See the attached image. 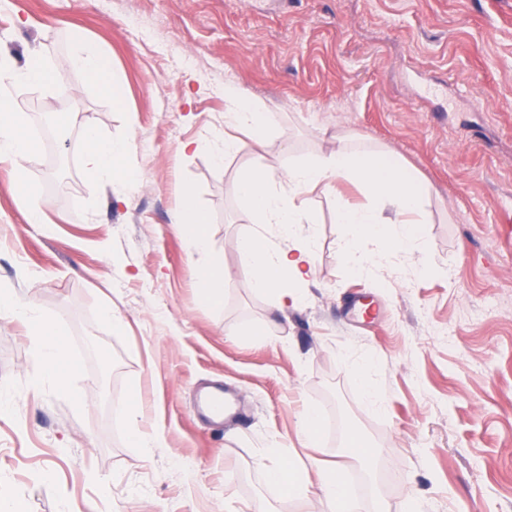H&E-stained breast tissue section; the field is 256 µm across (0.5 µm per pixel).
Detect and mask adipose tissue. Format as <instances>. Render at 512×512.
Returning a JSON list of instances; mask_svg holds the SVG:
<instances>
[{"mask_svg":"<svg viewBox=\"0 0 512 512\" xmlns=\"http://www.w3.org/2000/svg\"><path fill=\"white\" fill-rule=\"evenodd\" d=\"M70 46L89 80L102 92L111 94L116 106H123L120 89L110 80L108 57L77 32L71 33ZM224 97L231 103L224 114L225 126L246 131L255 143H262L272 125L271 111L231 85L225 86ZM24 127V120L0 102L1 162L16 167L37 151V142L24 135ZM85 140L83 162L94 182L120 187L140 182V173L126 162L130 143L104 141L90 127L85 130ZM343 181L358 186L364 202H348L338 188ZM319 185L331 193L336 221L346 228L344 254L354 270L381 265L393 248L412 249L421 244L419 226L426 223L427 215L420 206V180L382 153L357 151L340 144L316 159L289 164L278 178L266 167L254 166L241 177L236 193L249 206L255 223L275 227L281 243L269 245L258 233L250 231L241 237L239 245L249 256L254 288L269 296L276 306L298 301L301 285L315 270L316 237L311 232L300 233L299 228L314 221L304 202L306 195ZM387 208L391 209L392 218H384ZM384 222L389 223L390 229L382 234V249L362 252L363 238L378 233L379 224ZM4 315L36 328L44 346L38 368L49 383H62L72 362L54 321L15 295L0 291V316Z\"/></svg>","mask_w":512,"mask_h":512,"instance_id":"adipose-tissue-1","label":"adipose tissue"}]
</instances>
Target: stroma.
<instances>
[{"label":"stroma","instance_id":"1","mask_svg":"<svg viewBox=\"0 0 512 512\" xmlns=\"http://www.w3.org/2000/svg\"><path fill=\"white\" fill-rule=\"evenodd\" d=\"M11 2L0 57L22 69L43 52L62 79L0 92L29 127L52 105L76 120L24 163L41 223L0 163V289L49 313L77 368L46 384L31 330L0 317V399L14 407L0 417V512H333L317 487L287 495L272 478L289 463L360 471L336 437L304 440L312 413L374 448L386 512H512V0ZM74 31L106 53L123 108L72 56ZM228 84L276 114L263 147L219 166ZM88 126L134 143L142 181L124 201L82 164ZM340 137L420 178L424 247L355 272L315 188V271L298 306L277 308L237 244L253 225L237 184ZM187 191L209 218L203 254L174 220ZM215 261L229 272L219 308L197 275ZM217 385L240 404L220 424L198 407ZM134 427L156 447H131ZM17 202L19 207L24 211L28 223L38 224L42 221V216L35 207V200L33 192L30 190L29 185L23 179L18 182Z\"/></svg>","mask_w":512,"mask_h":512}]
</instances>
